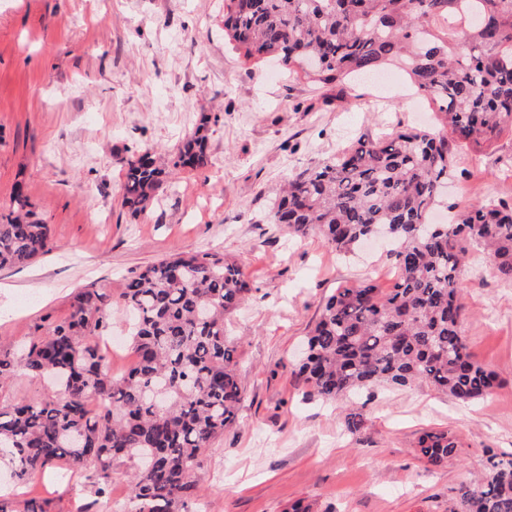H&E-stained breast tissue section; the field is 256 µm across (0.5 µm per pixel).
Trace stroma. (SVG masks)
I'll use <instances>...</instances> for the list:
<instances>
[{
    "label": "stroma",
    "instance_id": "obj_1",
    "mask_svg": "<svg viewBox=\"0 0 512 512\" xmlns=\"http://www.w3.org/2000/svg\"><path fill=\"white\" fill-rule=\"evenodd\" d=\"M390 83L350 95L313 89L224 39V0H0V208L22 186L55 246L0 269V343L28 344L45 321L68 317L82 288L119 293L132 271L174 252H220L253 288L226 321L235 338L244 402L198 472L204 512H448L459 487L478 482L489 453L512 452V283L472 255L462 331L468 350L499 375L484 400L462 406L432 387L362 393L368 422L345 432L341 405L308 397L290 362L323 298L368 277L389 286L383 244L346 258L317 236L267 223L288 177L358 138L435 124L429 103L399 69ZM210 118V164L183 171L150 209L121 208L133 155L170 152ZM445 206L512 204V136L453 155ZM462 443L441 468L417 460L420 434ZM46 467L22 498L76 512L84 484Z\"/></svg>",
    "mask_w": 512,
    "mask_h": 512
}]
</instances>
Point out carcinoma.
Here are the masks:
<instances>
[{
    "mask_svg": "<svg viewBox=\"0 0 512 512\" xmlns=\"http://www.w3.org/2000/svg\"><path fill=\"white\" fill-rule=\"evenodd\" d=\"M224 36L245 59L275 60L319 89L398 63L441 115L440 129L361 137L291 176L267 214L298 237L319 236L338 256L379 234L395 244L393 284L336 288L291 374L324 402L422 383L461 403L490 395L497 375L474 360L462 333V275L476 247L512 283V206L465 204L445 224L431 216L458 145L512 134V0H229ZM208 139L206 117L174 154L146 150L128 159L122 208L139 216L177 171L208 166ZM51 245L49 225L16 187L0 210V268ZM251 294L235 260L176 253L132 273L116 296L105 288L76 293L69 316L22 353L0 346V384L19 372L52 383L45 396L0 404V454L13 479L57 462L59 477L84 471L110 505L113 467L129 461L123 512H194L202 457L239 421L244 391L224 323ZM114 305L133 315L137 362L122 377L112 375L101 346ZM365 423L364 407H345L346 432ZM459 447L444 430L425 431L413 445L433 467ZM0 512L49 510L34 499L20 508L0 494ZM450 512H512V453L492 455L486 478L461 485Z\"/></svg>",
    "mask_w": 512,
    "mask_h": 512,
    "instance_id": "obj_1",
    "label": "carcinoma"
}]
</instances>
